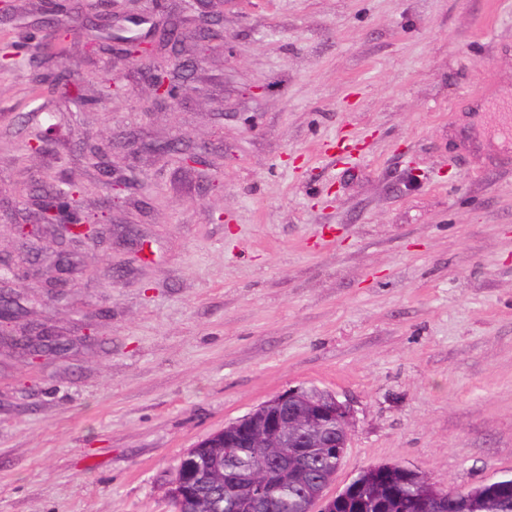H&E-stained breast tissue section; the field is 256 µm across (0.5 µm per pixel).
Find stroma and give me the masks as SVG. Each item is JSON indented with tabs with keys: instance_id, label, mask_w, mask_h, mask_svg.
Instances as JSON below:
<instances>
[{
	"instance_id": "obj_1",
	"label": "stroma",
	"mask_w": 512,
	"mask_h": 512,
	"mask_svg": "<svg viewBox=\"0 0 512 512\" xmlns=\"http://www.w3.org/2000/svg\"><path fill=\"white\" fill-rule=\"evenodd\" d=\"M225 47L172 109L143 111L112 49L179 17ZM55 33L64 82L44 84ZM0 260L52 172L101 245L44 237L14 296L59 357L0 344V512H171L180 456L291 387L352 411L335 486L401 463L441 489L512 471V0H99L71 23L13 0L0 49ZM50 152L25 148L48 123ZM208 146L206 168L142 155L97 207L89 154L128 138ZM78 265L53 298L57 252Z\"/></svg>"
}]
</instances>
